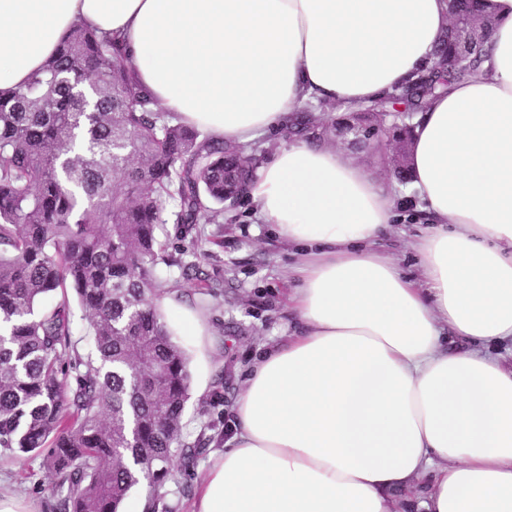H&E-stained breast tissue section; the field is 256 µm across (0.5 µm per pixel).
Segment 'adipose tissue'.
Instances as JSON below:
<instances>
[{
    "mask_svg": "<svg viewBox=\"0 0 512 512\" xmlns=\"http://www.w3.org/2000/svg\"><path fill=\"white\" fill-rule=\"evenodd\" d=\"M481 72L414 120L420 278L376 243L384 181L343 149L282 143L247 194L300 253L297 329L253 362L194 512H512V0ZM215 139L253 143L304 103L377 101L430 66L448 0H0V89L75 19Z\"/></svg>",
    "mask_w": 512,
    "mask_h": 512,
    "instance_id": "obj_1",
    "label": "adipose tissue"
}]
</instances>
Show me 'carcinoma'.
<instances>
[{"label":"carcinoma","instance_id":"carcinoma-1","mask_svg":"<svg viewBox=\"0 0 512 512\" xmlns=\"http://www.w3.org/2000/svg\"><path fill=\"white\" fill-rule=\"evenodd\" d=\"M436 60L387 97L352 107L350 125L375 135L396 106L414 114L478 74L494 23L481 0H448ZM326 104L308 103L285 136L331 140ZM263 150L200 136L129 75L109 35L74 21L28 82L0 90V454L43 456L49 512H119L147 483L162 497L169 465L191 468L209 443L181 440L190 399L185 350L160 300L176 284L158 231L167 207L197 245L224 196L245 184ZM183 278L214 294L208 274ZM72 289L88 349L73 340Z\"/></svg>","mask_w":512,"mask_h":512}]
</instances>
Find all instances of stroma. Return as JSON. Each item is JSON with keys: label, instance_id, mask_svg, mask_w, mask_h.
<instances>
[{"label": "stroma", "instance_id": "35a3bbf8", "mask_svg": "<svg viewBox=\"0 0 512 512\" xmlns=\"http://www.w3.org/2000/svg\"><path fill=\"white\" fill-rule=\"evenodd\" d=\"M401 221L391 225L378 246L409 275L419 276L420 267L412 245L424 229L420 201L416 196L396 197ZM195 252H185L176 224L164 226L163 240L174 264L167 275L179 286L177 299L201 311L207 334L197 338L175 332L173 339L190 357L191 397L183 414V438L194 442L211 436V450L223 447L232 429L231 408L241 394L247 371L267 348L288 335L293 317L288 295L294 286L292 267L299 258L295 245L279 239L270 225L253 213L249 201L225 209L221 223L205 224ZM193 261L222 281L217 295L196 293L195 283L183 280L180 266ZM223 373L224 387H213L215 373ZM209 452L202 453L194 469L183 470L172 461L173 474L155 512H193L197 488L209 468ZM21 496L29 512H47L49 485L39 457H0V493Z\"/></svg>", "mask_w": 512, "mask_h": 512}]
</instances>
